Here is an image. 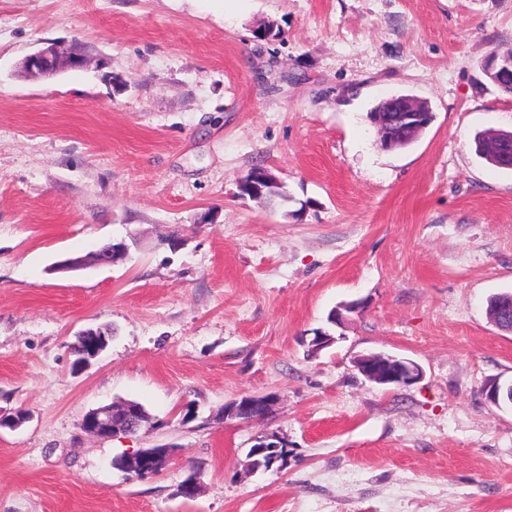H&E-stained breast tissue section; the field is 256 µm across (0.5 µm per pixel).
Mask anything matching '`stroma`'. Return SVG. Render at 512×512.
<instances>
[{
  "label": "stroma",
  "instance_id": "35a3bbf8",
  "mask_svg": "<svg viewBox=\"0 0 512 512\" xmlns=\"http://www.w3.org/2000/svg\"><path fill=\"white\" fill-rule=\"evenodd\" d=\"M45 42L85 65L23 73ZM511 52L512 0H0V412L26 416L0 429V512H512V408L486 398L512 383L487 313L512 169L473 143L512 131L483 70ZM399 94L434 120L386 150L368 113ZM258 165L267 206L239 189ZM90 328L112 339L77 375ZM369 353L423 377L378 386ZM243 396L271 413L225 418ZM122 400L136 433L84 432ZM268 433L287 465L250 470ZM164 445L160 475L114 464ZM354 367L368 381L379 386H407L416 383L423 375L415 362L385 354L358 355Z\"/></svg>",
  "mask_w": 512,
  "mask_h": 512
}]
</instances>
